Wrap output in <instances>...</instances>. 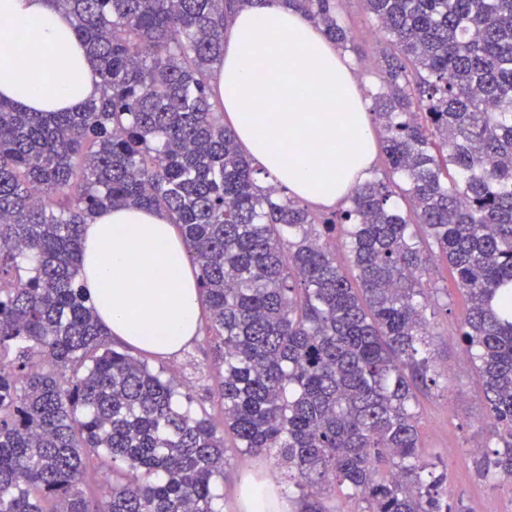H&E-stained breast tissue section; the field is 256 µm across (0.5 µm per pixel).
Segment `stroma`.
Wrapping results in <instances>:
<instances>
[{
	"label": "stroma",
	"mask_w": 512,
	"mask_h": 512,
	"mask_svg": "<svg viewBox=\"0 0 512 512\" xmlns=\"http://www.w3.org/2000/svg\"><path fill=\"white\" fill-rule=\"evenodd\" d=\"M338 15L353 37V47L346 56L362 88L373 89L380 83L381 55L388 51L389 44L378 33L375 20L361 0H341ZM431 277L436 287L447 289L448 304L427 311L435 332L431 356L444 383L419 397L423 454L444 474L449 500H463L470 512H512V486L486 484L469 462L473 449L489 446L491 440L485 429L483 389L459 337L467 300L456 289L445 263L433 264ZM214 346L213 339L199 335L177 354L164 357L163 362L190 385L194 396L203 401L208 415L217 422L221 419L217 396L221 377L214 361ZM254 482L269 487L280 501H287L288 484L272 461L254 467L233 454L224 478V512H247V488Z\"/></svg>",
	"instance_id": "stroma-1"
}]
</instances>
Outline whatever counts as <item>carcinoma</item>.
Wrapping results in <instances>:
<instances>
[{
    "mask_svg": "<svg viewBox=\"0 0 512 512\" xmlns=\"http://www.w3.org/2000/svg\"><path fill=\"white\" fill-rule=\"evenodd\" d=\"M363 2L395 49L370 94L385 167L321 213L258 184L213 80L241 7L292 8L346 49L338 0H48L100 85L75 111L0 99V512H223L228 435L286 470L292 512H338L327 486L359 512H469L419 436L435 260L469 302L494 444L475 473L512 485V0ZM114 206L183 237L222 339L219 426L113 347L80 285L82 227Z\"/></svg>",
    "mask_w": 512,
    "mask_h": 512,
    "instance_id": "cac0c4a2",
    "label": "carcinoma"
}]
</instances>
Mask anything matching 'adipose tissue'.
Listing matches in <instances>:
<instances>
[{"label": "adipose tissue", "mask_w": 512, "mask_h": 512, "mask_svg": "<svg viewBox=\"0 0 512 512\" xmlns=\"http://www.w3.org/2000/svg\"><path fill=\"white\" fill-rule=\"evenodd\" d=\"M98 89L68 15L47 0H0V97L30 112L73 111ZM217 92L242 149L300 201L333 207L373 164L369 108L355 74L300 13L242 8ZM82 247V282L111 336L163 356L193 339L201 296L166 212L100 211L84 225Z\"/></svg>", "instance_id": "1"}]
</instances>
